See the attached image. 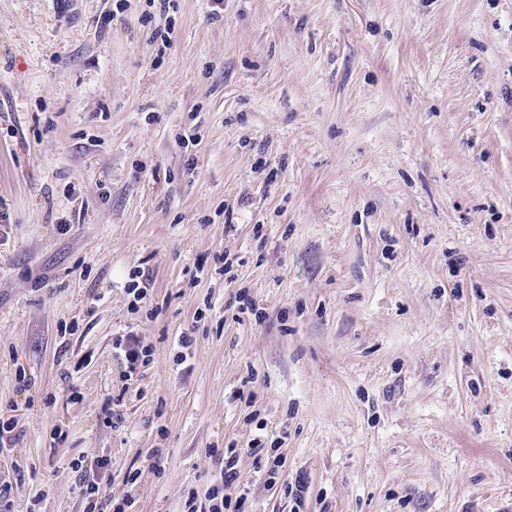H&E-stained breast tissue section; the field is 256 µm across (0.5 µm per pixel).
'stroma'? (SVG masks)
Listing matches in <instances>:
<instances>
[{
  "mask_svg": "<svg viewBox=\"0 0 512 512\" xmlns=\"http://www.w3.org/2000/svg\"><path fill=\"white\" fill-rule=\"evenodd\" d=\"M1 219L0 512H512V0H0ZM115 348L119 351L118 356L127 364L129 377L136 372L137 367L148 363L152 353L151 347L145 346L140 338L133 334L117 338ZM261 440L253 438L249 443V448H246L250 455H253L256 460L257 472L261 475H274L279 468V458L269 454L268 448H260ZM266 449V450H265ZM79 495L86 502L87 512H125V505L129 496L127 492L114 493L111 490L106 494L99 482L90 480L86 475H81L79 482ZM106 505L105 509L103 505ZM108 506H110L109 510ZM206 504L200 503V508L196 505V496L194 492H190L184 503L183 512H224V510L232 508L230 502L224 500L223 486L222 490L218 487H213L206 493Z\"/></svg>",
  "mask_w": 512,
  "mask_h": 512,
  "instance_id": "stroma-1",
  "label": "stroma"
}]
</instances>
